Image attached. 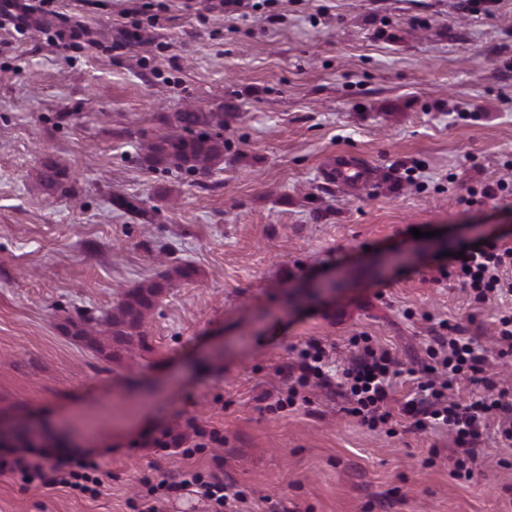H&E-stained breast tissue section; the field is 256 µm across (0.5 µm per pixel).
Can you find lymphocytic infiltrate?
Masks as SVG:
<instances>
[{"mask_svg": "<svg viewBox=\"0 0 512 512\" xmlns=\"http://www.w3.org/2000/svg\"><path fill=\"white\" fill-rule=\"evenodd\" d=\"M447 275L476 304L511 296L512 246L488 239L478 247L466 248L462 257L450 258ZM352 344L355 352L341 380L335 382L323 370L328 351L322 342L305 341L294 363L284 369L285 384L276 399L267 404V412L275 413L299 402L311 404L319 388L344 398L348 414L369 430L392 423L388 403L392 381L400 374L397 358L367 336L353 337ZM427 353L430 363L420 369L415 379L417 392L406 402L403 412L410 417L413 429L440 426L448 431L453 442L464 449L452 475L466 478L471 474V464L480 458L479 447L489 428H496L503 443L512 447V391L498 388L485 378V348L473 337L462 335L458 326L442 323L440 332L430 338ZM468 374L483 375L486 392L467 402L456 400L454 385ZM99 471V463L89 453L32 446L0 448V475L9 476L24 491L61 487L95 498L102 484ZM160 486L169 491L192 486L203 499L221 506L244 499L241 491L212 472L186 470L179 481L164 480Z\"/></svg>", "mask_w": 512, "mask_h": 512, "instance_id": "f902f5d3", "label": "lymphocytic infiltrate"}]
</instances>
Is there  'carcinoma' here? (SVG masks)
I'll return each instance as SVG.
<instances>
[{
    "label": "carcinoma",
    "instance_id": "cac0c4a2",
    "mask_svg": "<svg viewBox=\"0 0 512 512\" xmlns=\"http://www.w3.org/2000/svg\"><path fill=\"white\" fill-rule=\"evenodd\" d=\"M172 130L146 147L147 159L188 173H208L224 160V135L211 128H224V113L197 112L186 107L171 114ZM41 184L49 189L61 185L63 172L46 166L38 171ZM162 291L159 284L131 288L104 319L84 317L72 323L71 335L89 348L113 358L143 344V324Z\"/></svg>",
    "mask_w": 512,
    "mask_h": 512
}]
</instances>
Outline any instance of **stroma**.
Returning <instances> with one entry per match:
<instances>
[{
  "mask_svg": "<svg viewBox=\"0 0 512 512\" xmlns=\"http://www.w3.org/2000/svg\"><path fill=\"white\" fill-rule=\"evenodd\" d=\"M143 2L20 0L24 36L0 27V417L62 431L107 473L94 499L0 476V512H133L143 478L190 468L244 502L181 490L160 512H512V450L486 440L472 476L452 477V438L401 412L409 376L392 436L340 398L278 415L263 401L311 338L333 373L362 335L421 368L444 320L492 347L501 300L471 303L440 269L512 242V196L466 202L512 185V0L488 16L465 0H242L228 18L164 0L155 26ZM188 105L223 113V162L203 177L148 167L143 143ZM344 153L372 179L330 181ZM46 164L67 173L58 189L37 179ZM180 264L198 275L164 288L145 346L111 360L67 333ZM190 419L223 444L154 447Z\"/></svg>",
  "mask_w": 512,
  "mask_h": 512,
  "instance_id": "obj_1",
  "label": "stroma"
}]
</instances>
